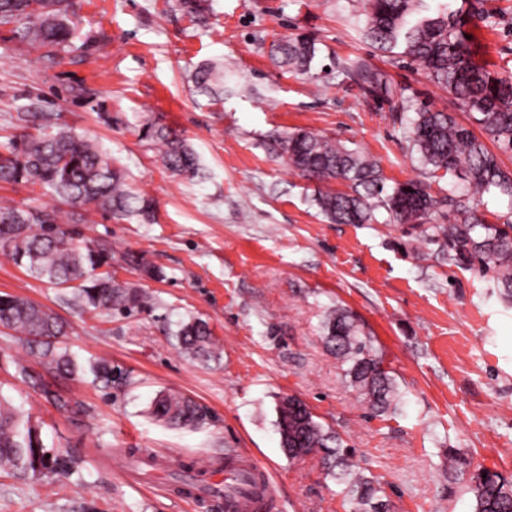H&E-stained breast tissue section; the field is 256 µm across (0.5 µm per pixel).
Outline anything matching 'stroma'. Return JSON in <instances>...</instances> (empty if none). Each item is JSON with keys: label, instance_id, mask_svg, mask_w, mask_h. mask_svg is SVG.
Wrapping results in <instances>:
<instances>
[{"label": "stroma", "instance_id": "35a3bbf8", "mask_svg": "<svg viewBox=\"0 0 512 512\" xmlns=\"http://www.w3.org/2000/svg\"><path fill=\"white\" fill-rule=\"evenodd\" d=\"M78 35L63 59L20 45L0 28V139L30 106L61 113L96 138L129 183L156 202L157 221L98 218L79 225L112 249V276L152 297L126 316L82 311L55 285L30 276L0 249V293L49 308L66 325L64 346L80 363L111 364L102 389L61 380L89 414L61 413L15 376L37 365V349L0 328V396L22 407L47 447L83 463L71 475L18 477L0 470V512H224L211 498L174 492L179 463L217 469L254 456L270 476L281 512H353L319 458L280 450L276 404L294 395L354 449L358 469L384 487L389 512H473L465 477L448 473L445 449L512 472V305L485 280L436 257L377 211L372 224H331L312 203L317 183L298 176L269 139L307 129L377 160L388 185L409 180L433 192H461L412 153L392 103L364 94L341 66L364 59L396 94L455 113L447 90L409 59L369 45L362 0H209L206 24L176 0H76ZM488 21L476 49L512 76V0H484ZM311 34L314 79L282 71L273 42ZM224 71V98L198 93L201 63ZM156 121L182 130L204 178L172 175L138 137ZM143 254L161 276L131 269ZM342 306L359 320L396 377L399 413L374 416L345 382L322 335L326 312ZM208 322L219 355L201 363L178 345L182 323ZM174 392L207 413L198 427L172 429L149 413ZM142 448L162 467L137 484L124 451Z\"/></svg>", "mask_w": 512, "mask_h": 512}]
</instances>
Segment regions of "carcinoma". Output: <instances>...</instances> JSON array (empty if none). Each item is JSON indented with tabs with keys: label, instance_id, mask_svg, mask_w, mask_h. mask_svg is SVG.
Wrapping results in <instances>:
<instances>
[{
	"label": "carcinoma",
	"instance_id": "cac0c4a2",
	"mask_svg": "<svg viewBox=\"0 0 512 512\" xmlns=\"http://www.w3.org/2000/svg\"><path fill=\"white\" fill-rule=\"evenodd\" d=\"M424 0H366V38L380 49H400V55L417 63L434 83L448 89L458 104L473 114L474 121L494 143L491 150L455 113L426 105L415 108L407 127L412 150L432 173L452 174L465 183L458 196L438 197L430 187L409 181L389 189L379 163L367 155L346 149L336 140L307 130H295L274 138L275 150L307 180L328 184L338 181L344 191L325 190L313 198L319 213L333 224H371L383 209L399 224L420 228L426 244L436 254L492 284L506 301L512 300V211L502 222H486L481 206L486 195L512 199V169L498 152L512 153V78L503 77L475 60L467 27L472 19H487L475 0L467 7L446 5L435 13H423ZM178 7L198 22L206 20L205 0H179ZM74 0H0V26H12L17 42L48 49L49 56L68 51L75 38ZM318 48L307 35L290 37L273 49L280 68L313 78ZM364 92L389 98L391 87L383 74L363 62L346 67ZM192 82L197 91L213 97L224 93V72L211 63L200 64ZM20 132L0 145V183L39 186L57 205L47 210L25 202L0 203V245L16 265L32 277L72 290V300L82 310H108L130 314L142 308L146 295L128 283L112 278V248L103 240L89 242L68 224H89L101 213L116 219L155 221L153 198L134 190L123 169L115 166L95 140L61 121V114L36 108L19 115ZM140 139L157 146L160 161L175 175L200 174L198 157L180 130L151 122L139 130ZM439 213L448 223L424 224ZM125 263L150 278L160 272L138 253H128ZM0 327L40 348L42 368L53 376L90 373L93 381L112 387V367L96 363L82 366L59 339L65 324L50 310L25 298L0 295ZM325 342L336 355L346 383L374 414L396 409L400 392L391 371L363 334L351 312L336 307L323 321ZM181 350L202 361L212 357L213 336L207 322L192 318L177 332ZM16 375L44 393L59 411L81 407L71 396L53 391L42 376L23 363ZM151 414L173 427L202 421L190 400L160 394ZM276 427L280 447L289 458L318 455L345 495L354 512H387L384 490L371 477L354 470L352 449L333 428L317 420L309 406L294 395L279 400ZM448 468L468 476L474 494V512H512V475L472 465L447 451ZM80 458L47 448L39 429L23 412L0 400V465L12 474L68 475Z\"/></svg>",
	"mask_w": 512,
	"mask_h": 512
}]
</instances>
